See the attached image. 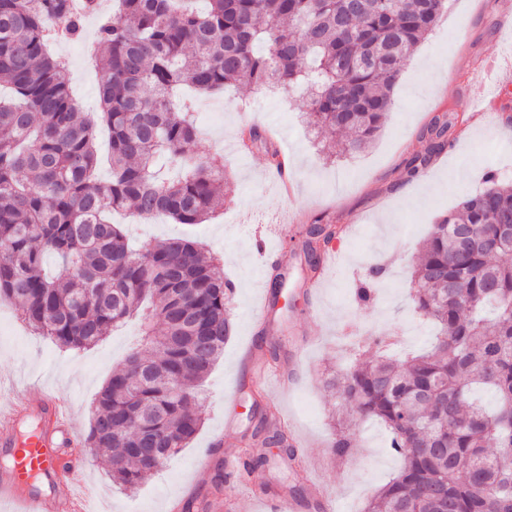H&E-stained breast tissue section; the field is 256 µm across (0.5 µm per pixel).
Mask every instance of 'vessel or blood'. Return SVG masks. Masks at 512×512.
Here are the masks:
<instances>
[{"mask_svg":"<svg viewBox=\"0 0 512 512\" xmlns=\"http://www.w3.org/2000/svg\"><path fill=\"white\" fill-rule=\"evenodd\" d=\"M74 445L72 417L52 393L0 408V501L16 512H90L86 497L56 493L80 460Z\"/></svg>","mask_w":512,"mask_h":512,"instance_id":"obj_1","label":"vessel or blood"}]
</instances>
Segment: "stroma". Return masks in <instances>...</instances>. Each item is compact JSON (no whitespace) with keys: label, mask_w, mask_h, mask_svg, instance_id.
<instances>
[{"label":"stroma","mask_w":512,"mask_h":512,"mask_svg":"<svg viewBox=\"0 0 512 512\" xmlns=\"http://www.w3.org/2000/svg\"><path fill=\"white\" fill-rule=\"evenodd\" d=\"M509 14L512 0H448L447 12L396 82L394 106L380 133L362 152L327 157L299 110L297 89L263 100L239 85L197 99L201 148L224 156L223 208L215 218L195 225L172 220L150 224L129 211L116 220L127 224L139 247L184 236L218 256L225 279L234 285L227 304L232 332L200 388L205 420L186 448L131 492L113 486L103 456L87 457L85 468L76 473V480L108 500L111 512H163L172 500L210 492L224 471L226 456L239 458L251 448L254 420L265 410L291 420L306 464L291 471L281 460H272L250 473L251 492L237 503H225L222 512H260L255 487H305L313 477L336 498L339 512H362L370 496L398 470L399 456L380 457L385 429L342 407L327 378L352 360L351 345L342 334L348 325L362 336L395 339L389 353L400 359L431 348L435 330L415 311L410 288L411 266L429 228L465 194L484 188L486 169L512 182V32L503 23ZM53 50L69 59L70 88L83 111L99 112L100 75L87 63L83 44L67 41L54 44ZM495 55L505 87L501 118L493 122L485 113L467 111L465 100ZM443 113L454 115L459 136L420 176L408 177L407 162L425 147L424 128ZM252 126L287 151L293 195L284 193L264 146L239 150L241 131ZM321 215L345 225L346 231L333 246L338 265L325 275L321 303L313 312L306 294L311 276L300 241L306 224ZM263 247L280 249L284 265L280 301L271 307L273 325L257 334L252 310L271 275L258 258ZM375 263L387 265L389 274L378 284L375 301L359 305L355 280ZM140 339V323L133 320L94 347L65 351L33 334L14 307L1 302L0 375L11 387L6 399L33 400L40 391H51L72 410L78 436L87 437L98 390L125 354L139 347ZM251 339L276 342L281 364L301 359L293 387L268 389L264 380L273 374L271 366H263L257 379L239 369L238 356ZM338 419L356 442L345 459L334 456L331 448Z\"/></svg>","instance_id":"1"}]
</instances>
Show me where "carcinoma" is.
<instances>
[{
  "label": "carcinoma",
  "instance_id": "cac0c4a2",
  "mask_svg": "<svg viewBox=\"0 0 512 512\" xmlns=\"http://www.w3.org/2000/svg\"><path fill=\"white\" fill-rule=\"evenodd\" d=\"M73 0H0V301L17 306L34 333L72 350L89 348L126 319L141 321L154 354L129 353L99 389L88 441L106 456L112 483L133 490L186 447L203 424L199 388L224 353L234 292L216 260L187 238L132 249L113 211L206 222L221 203L224 159L198 153L190 88L210 93L246 83L305 87L300 107L313 127L347 134L344 152L366 149L390 111L406 61L448 0H113L88 62L100 74L102 112L80 111L68 62L51 51L56 26L81 40L85 13ZM108 132L111 177H97L98 127ZM453 118L434 117L413 176L448 144ZM512 184L486 173L433 225L412 267L417 312L436 345L405 364L373 355L328 384L339 402L388 430L403 458L365 512H512ZM336 228L307 229L310 262ZM69 271L50 275L44 257ZM384 268L356 289L374 300ZM475 387L496 395L487 411ZM254 436L295 458L288 436L260 418ZM149 439L157 456L131 449ZM353 438L334 433V455Z\"/></svg>",
  "mask_w": 512,
  "mask_h": 512
}]
</instances>
